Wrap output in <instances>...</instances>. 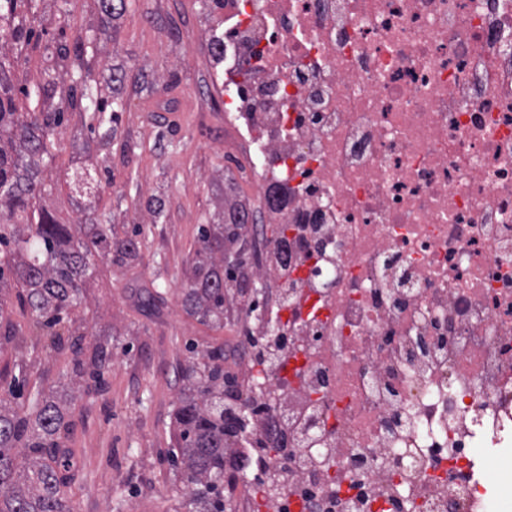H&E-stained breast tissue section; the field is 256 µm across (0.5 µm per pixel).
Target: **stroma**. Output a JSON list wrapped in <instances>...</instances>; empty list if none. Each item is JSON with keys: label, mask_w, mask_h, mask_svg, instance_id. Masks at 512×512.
<instances>
[{"label": "stroma", "mask_w": 512, "mask_h": 512, "mask_svg": "<svg viewBox=\"0 0 512 512\" xmlns=\"http://www.w3.org/2000/svg\"><path fill=\"white\" fill-rule=\"evenodd\" d=\"M203 2L126 0L102 39L96 36L100 0L40 6L43 40L56 39L63 24L96 37L92 76L105 100L126 104L107 144L91 130L89 113H67L44 173L55 183L44 203L61 223H72L81 200L73 181L88 173L100 184L99 211L111 214L120 235L143 227L138 261H99L89 290L86 331L106 335L112 346L101 384L70 398L67 356L39 347L0 349V395L22 366L27 377L19 406L28 407L40 391L66 409L64 445L75 461L69 495L79 512H188L172 456L189 349L233 345L258 327L239 306L238 290L226 296L220 326L200 322L184 303L199 225L216 223L226 206L253 196L234 161L214 147L224 138V114L211 97L210 55L195 38ZM163 96L174 102L173 115L156 111ZM156 196L165 205L157 223L147 210ZM147 289L162 296L155 307L141 302Z\"/></svg>", "instance_id": "obj_1"}]
</instances>
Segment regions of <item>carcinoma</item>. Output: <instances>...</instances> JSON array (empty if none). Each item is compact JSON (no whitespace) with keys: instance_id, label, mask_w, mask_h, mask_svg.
Listing matches in <instances>:
<instances>
[{"instance_id":"carcinoma-1","label":"carcinoma","mask_w":512,"mask_h":512,"mask_svg":"<svg viewBox=\"0 0 512 512\" xmlns=\"http://www.w3.org/2000/svg\"><path fill=\"white\" fill-rule=\"evenodd\" d=\"M40 19L36 0H0V40L14 49L11 57L0 56V294L16 290L34 328L44 336L45 352L71 355L70 383L78 391L88 378L102 382L111 355L109 345L95 343L93 369L86 370L81 359L86 285L98 258L127 264L138 259V246L128 238L112 250L115 225L92 211H84L73 224L59 223L40 205L52 191L43 173L65 113L112 112L109 123L98 125L101 138L109 142L116 114L126 105L98 98V88L89 79L88 46L80 34L66 41L63 28L62 42L49 52L51 64L36 89L16 88L22 46L35 36ZM61 72L76 73L82 81L53 104ZM19 92L30 100L25 107L16 102ZM242 226L238 220L200 225L185 301L205 323L224 319V280H233L246 263L244 257L236 263L224 260V238L239 239ZM202 358L203 371L193 365L184 375L194 394L181 400L178 409L180 447L173 464L188 491L189 512H224V446L231 442L224 416V348L207 350ZM66 428L65 408L42 395L25 411L0 402V512H73L67 491L74 465L69 449L62 446Z\"/></svg>"}]
</instances>
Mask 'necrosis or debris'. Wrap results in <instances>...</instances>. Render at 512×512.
I'll return each instance as SVG.
<instances>
[{"label":"necrosis or debris","instance_id":"4bbe7bcc","mask_svg":"<svg viewBox=\"0 0 512 512\" xmlns=\"http://www.w3.org/2000/svg\"><path fill=\"white\" fill-rule=\"evenodd\" d=\"M225 154L287 225L256 396L299 453L266 512H483L512 446V0H213ZM425 337L426 355H409ZM410 449L395 468L400 449Z\"/></svg>","mask_w":512,"mask_h":512}]
</instances>
